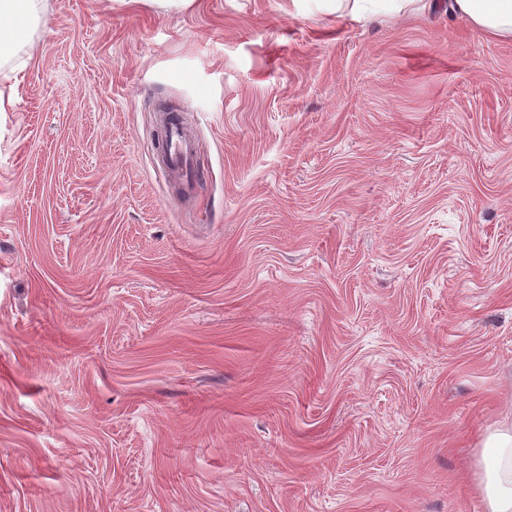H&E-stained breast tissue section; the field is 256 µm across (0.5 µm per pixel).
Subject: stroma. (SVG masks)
Wrapping results in <instances>:
<instances>
[{
  "label": "stroma",
  "instance_id": "1",
  "mask_svg": "<svg viewBox=\"0 0 512 512\" xmlns=\"http://www.w3.org/2000/svg\"><path fill=\"white\" fill-rule=\"evenodd\" d=\"M0 112V512H483L512 410V42L335 0H44ZM175 105L202 174L157 163ZM486 512H512V412L486 431L473 465Z\"/></svg>",
  "mask_w": 512,
  "mask_h": 512
}]
</instances>
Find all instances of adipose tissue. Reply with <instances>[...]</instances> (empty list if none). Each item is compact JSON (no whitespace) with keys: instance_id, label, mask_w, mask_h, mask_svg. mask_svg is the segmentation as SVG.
Segmentation results:
<instances>
[{"instance_id":"adipose-tissue-1","label":"adipose tissue","mask_w":512,"mask_h":512,"mask_svg":"<svg viewBox=\"0 0 512 512\" xmlns=\"http://www.w3.org/2000/svg\"><path fill=\"white\" fill-rule=\"evenodd\" d=\"M452 12L489 38L512 40V0H449ZM43 0H0V68L10 61L21 27L37 26ZM485 512H512V412L486 431L473 465Z\"/></svg>"}]
</instances>
